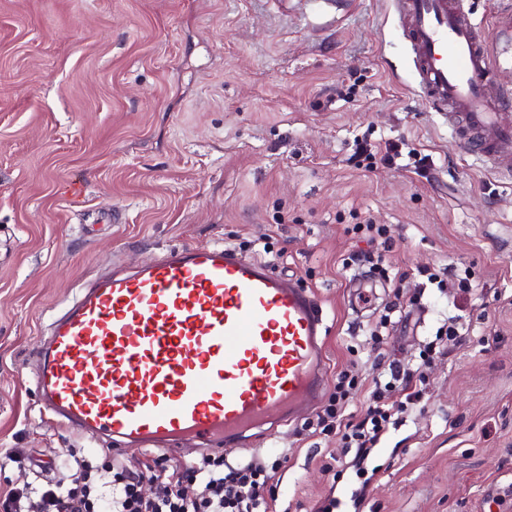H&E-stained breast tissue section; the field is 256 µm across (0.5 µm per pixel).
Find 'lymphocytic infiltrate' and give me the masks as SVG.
<instances>
[{
    "label": "lymphocytic infiltrate",
    "instance_id": "1",
    "mask_svg": "<svg viewBox=\"0 0 512 512\" xmlns=\"http://www.w3.org/2000/svg\"><path fill=\"white\" fill-rule=\"evenodd\" d=\"M425 379L420 369L393 365L385 380L375 381L365 410L347 413L346 406L355 379L341 375L330 404L319 417L322 430L341 434L345 450L353 451L355 462H363L375 448L393 417L419 403ZM61 461L74 472L65 489L47 487L34 501L22 502L15 494L0 501V512H271L264 496L275 468L250 461L224 469L222 460L173 462L162 456L135 461H116L122 481L118 496L102 499L99 489L108 485L107 476H89L84 465L62 452ZM156 486L153 497H143V482Z\"/></svg>",
    "mask_w": 512,
    "mask_h": 512
}]
</instances>
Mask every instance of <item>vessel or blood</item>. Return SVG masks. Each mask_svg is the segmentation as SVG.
Returning <instances> with one entry per match:
<instances>
[{
  "label": "vessel or blood",
  "instance_id": "b4317fda",
  "mask_svg": "<svg viewBox=\"0 0 512 512\" xmlns=\"http://www.w3.org/2000/svg\"><path fill=\"white\" fill-rule=\"evenodd\" d=\"M421 95L485 157L512 153V100L461 5L395 0ZM322 309L292 278L214 244L172 248L138 270L79 284L35 355L44 412L115 450L183 458L289 420L324 385Z\"/></svg>",
  "mask_w": 512,
  "mask_h": 512
}]
</instances>
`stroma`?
<instances>
[{
  "instance_id": "obj_1",
  "label": "stroma",
  "mask_w": 512,
  "mask_h": 512,
  "mask_svg": "<svg viewBox=\"0 0 512 512\" xmlns=\"http://www.w3.org/2000/svg\"><path fill=\"white\" fill-rule=\"evenodd\" d=\"M461 3L512 90V0ZM362 135L405 141L420 170L356 166ZM367 223L386 241L359 292ZM215 242L326 315L317 409L274 442L252 430L226 466L276 464L278 512H512V157L481 162L421 98L392 0H0V501L69 478L30 461L86 449L27 379L74 285ZM451 316L465 343L422 362ZM395 359L425 394L354 468L319 410L345 372L361 412Z\"/></svg>"
}]
</instances>
